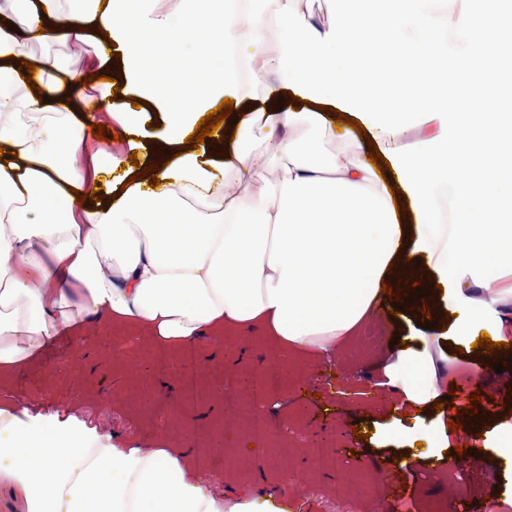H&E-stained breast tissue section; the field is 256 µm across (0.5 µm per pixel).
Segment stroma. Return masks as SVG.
Returning <instances> with one entry per match:
<instances>
[{"mask_svg": "<svg viewBox=\"0 0 512 512\" xmlns=\"http://www.w3.org/2000/svg\"><path fill=\"white\" fill-rule=\"evenodd\" d=\"M386 328L376 346H366L356 332L342 348L325 358H298L277 365L274 350L256 337H235L228 343L198 345L205 370L199 386L210 383V367H223L229 382L277 366L281 389L271 401H241L228 412L223 398L192 406L156 411L148 397L178 399L180 359L172 357L165 371H154L151 345L129 333L100 326L77 327L76 338L62 337L0 379V395L39 412L80 407L87 421L107 435L152 445L160 438L182 441L198 463L207 486L220 494L278 488L294 512H371L373 495H381L388 512H486V499H504L502 512H512V469L491 449L464 455L459 470L446 462L419 460L415 442L383 440L389 420L398 419L401 399L380 383L378 365L393 340L412 342L418 323L406 313H384ZM449 319L426 334L446 360L440 376L443 391H454L452 408L428 410L425 426L446 427L454 412L463 411L473 393H480L490 428L512 423V373L486 370L481 352L451 332ZM124 347L128 364L113 360ZM150 375L151 388L140 380ZM261 411L268 432H253L248 416ZM362 438H354V431ZM384 473L378 492L366 491L367 478ZM464 486L461 504L448 500L449 482Z\"/></svg>", "mask_w": 512, "mask_h": 512, "instance_id": "1", "label": "stroma"}]
</instances>
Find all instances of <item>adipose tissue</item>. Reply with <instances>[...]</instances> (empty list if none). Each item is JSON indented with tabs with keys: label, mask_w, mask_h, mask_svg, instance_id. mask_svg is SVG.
Returning <instances> with one entry per match:
<instances>
[{
	"label": "adipose tissue",
	"mask_w": 512,
	"mask_h": 512,
	"mask_svg": "<svg viewBox=\"0 0 512 512\" xmlns=\"http://www.w3.org/2000/svg\"><path fill=\"white\" fill-rule=\"evenodd\" d=\"M273 2L266 13L250 0H0L1 369L87 322L174 351L256 330L280 355L324 357L385 305L387 285L412 296L409 313L452 310L461 339H502L504 315L482 297H512V114L497 107L512 100V9L337 0L325 29L298 0ZM273 29L281 50L256 63ZM24 41L89 47L123 98L89 95L85 70L48 57L21 69ZM226 98L222 133L187 145ZM103 111L136 162L96 148ZM340 113L361 125L341 164L321 147ZM431 123L436 135L413 143ZM301 126L311 137H293ZM258 127L288 174L257 189ZM439 360L423 337L380 373L421 409L440 396ZM0 485L28 512H291L273 489L215 494L169 440L144 448L18 404L0 409Z\"/></svg>",
	"instance_id": "adipose-tissue-1"
}]
</instances>
